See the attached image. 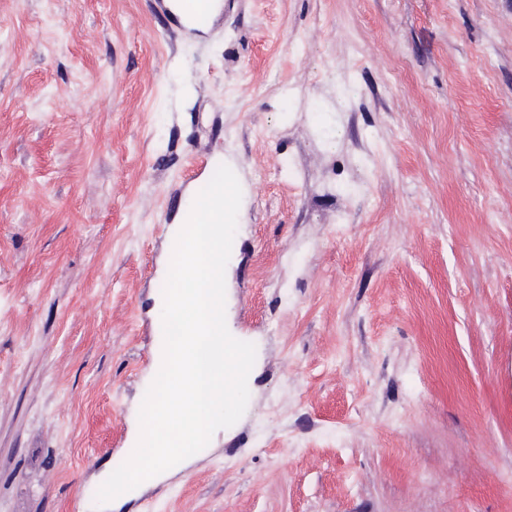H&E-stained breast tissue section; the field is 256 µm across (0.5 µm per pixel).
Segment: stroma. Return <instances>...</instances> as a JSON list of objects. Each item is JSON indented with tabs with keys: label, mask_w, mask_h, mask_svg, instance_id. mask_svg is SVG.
Segmentation results:
<instances>
[{
	"label": "stroma",
	"mask_w": 512,
	"mask_h": 512,
	"mask_svg": "<svg viewBox=\"0 0 512 512\" xmlns=\"http://www.w3.org/2000/svg\"><path fill=\"white\" fill-rule=\"evenodd\" d=\"M218 153L249 402L119 512H512V0H0V512H107Z\"/></svg>",
	"instance_id": "stroma-1"
}]
</instances>
